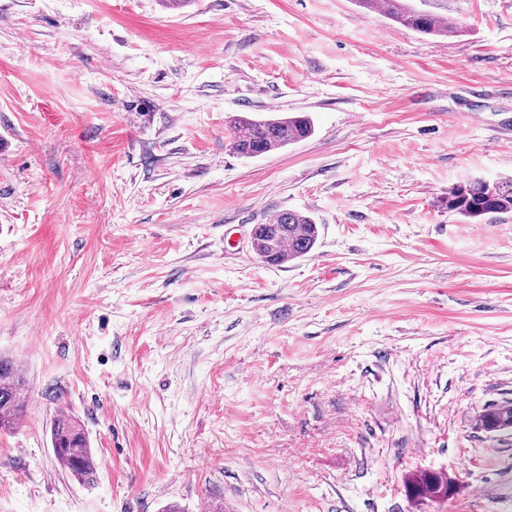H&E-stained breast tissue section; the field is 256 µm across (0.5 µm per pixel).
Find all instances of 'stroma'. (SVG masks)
<instances>
[{
	"instance_id": "stroma-1",
	"label": "stroma",
	"mask_w": 512,
	"mask_h": 512,
	"mask_svg": "<svg viewBox=\"0 0 512 512\" xmlns=\"http://www.w3.org/2000/svg\"><path fill=\"white\" fill-rule=\"evenodd\" d=\"M0 0V512H512V0ZM302 113L245 158L236 118ZM321 235L252 249L284 210ZM66 408L95 484L55 456ZM445 471L450 500L405 491ZM355 2L367 11L381 10L394 23L423 35H443L448 31V23H439L426 12L401 5V0H355ZM444 203L449 211L467 220H482L491 214L512 213V176L500 177L493 183L471 179L453 185ZM272 219L267 224L255 225L252 234V248L263 262L280 266L314 250L320 237V226L312 216L285 210ZM16 362L0 355V432L15 428L26 408V381ZM480 423L489 432H512V402L497 404L485 411Z\"/></svg>"
}]
</instances>
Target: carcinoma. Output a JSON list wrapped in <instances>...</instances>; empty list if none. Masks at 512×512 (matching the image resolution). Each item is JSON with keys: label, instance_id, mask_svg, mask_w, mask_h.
Returning a JSON list of instances; mask_svg holds the SVG:
<instances>
[{"label": "carcinoma", "instance_id": "obj_1", "mask_svg": "<svg viewBox=\"0 0 512 512\" xmlns=\"http://www.w3.org/2000/svg\"><path fill=\"white\" fill-rule=\"evenodd\" d=\"M367 11H383L391 21L423 35H443L458 31L456 23L437 22L430 14L401 4V0H355ZM233 150L243 157H253L284 148L310 137L312 120L306 115L284 116L238 122ZM448 210L467 220H482L491 214L512 213V176L490 183L471 179L448 189ZM320 237V225L312 216L295 210L280 212L266 224H257L252 234L255 254L269 265L280 266L301 259L314 250ZM26 381L16 362L0 355V432L15 428L26 408ZM489 432H512V402L497 404L480 416ZM52 448L67 471L78 481L93 483L98 464L88 437L80 424L59 412L51 430ZM406 491L417 500L446 501L454 496L456 484L446 472L419 471L406 481Z\"/></svg>", "mask_w": 512, "mask_h": 512}]
</instances>
